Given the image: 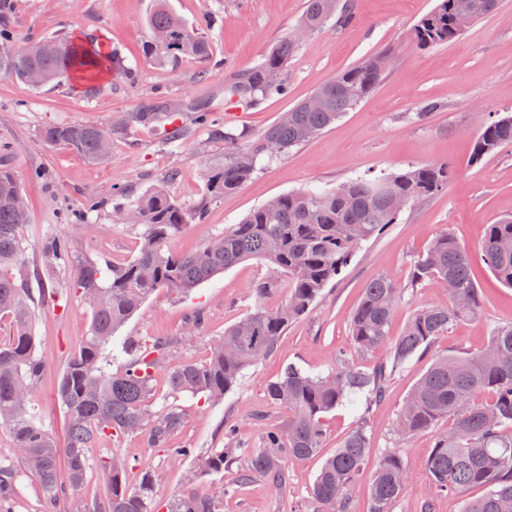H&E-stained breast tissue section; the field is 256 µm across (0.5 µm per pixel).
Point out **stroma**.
Instances as JSON below:
<instances>
[{
    "instance_id": "stroma-1",
    "label": "stroma",
    "mask_w": 512,
    "mask_h": 512,
    "mask_svg": "<svg viewBox=\"0 0 512 512\" xmlns=\"http://www.w3.org/2000/svg\"><path fill=\"white\" fill-rule=\"evenodd\" d=\"M154 2L13 0L9 26L16 42L60 32L78 39L92 36L115 48L129 70L128 76L101 82L92 97L67 78L58 86L36 89L0 75V165L15 171L29 203L22 237L32 289L40 287L36 277L44 265L42 245L53 236L69 239L78 254L114 263L136 255L140 230L114 223L117 200L112 186L124 187L135 197L161 184L187 206L207 193L201 171L204 134L172 149L160 145V132H143L115 140L110 155L91 164L68 149L45 145L40 129L56 122L106 125L119 113L136 111L161 95L183 102L206 98L213 111L226 113L225 80L261 62L278 39L296 31L306 6V0H167L174 13L206 37L212 61L205 64L185 57L176 65L160 66L143 50L146 18ZM436 3L351 0V21L330 20L301 40L288 63L287 94L242 107L240 116L232 119V126L262 132L339 72L385 49L393 51L389 68L367 99L314 139L259 170L236 191L212 201L202 223L188 225L170 241L172 251L198 249L253 209L288 192L333 188L360 176H382L443 160L451 163L455 175L439 194L406 208L396 224L363 243L306 314L289 325L273 353L245 370L222 400L214 403L200 396L171 394L165 372H158L156 404L176 405L184 417L171 447L202 452L223 448L228 425L236 426L241 438L253 445L268 428L286 425V414L267 404L265 386L288 364L325 374L349 363L368 370L385 360L387 348L365 353L350 337L348 318L366 284L381 275L406 282L411 266L443 230L452 232L471 253H479L486 225L512 214V146L480 163L471 161L481 119L512 113V0H500L495 13L473 23L458 39L418 48L410 31ZM430 100L440 104V111L419 118ZM93 197L102 199V207L85 223H70L71 213ZM273 275L267 264L250 259L226 269L189 296L158 290L120 333L142 341L178 336L196 312H204L205 323L192 339L178 344L174 357L178 364L204 362L212 339L225 327L256 306L273 309L281 303L283 293L258 299L251 292L254 284ZM474 277L483 292L480 319L457 323L431 351L414 355L393 376L384 399L366 422L370 459L402 448L411 474L410 485L392 512H462L465 498L482 494L478 488L450 497L438 491L426 469L434 431L405 442L392 431L402 402L435 356L477 352L487 344L493 327L512 323V288L502 285L481 263L475 265ZM54 286L50 298L34 306L36 353L45 373L32 406L61 439L65 413L57 399L58 380L87 333L91 312L73 288L67 268H58ZM447 302L448 292L440 285L408 289L397 308L392 335H399L416 309ZM360 423L359 412L349 406L328 414L320 456L290 460L288 484L280 492H270L263 477L246 476L243 456L224 472L199 478L196 485L208 492L233 485L220 512H315L310 489L323 457L332 455ZM113 451L153 473V495L162 504L183 491L192 468L191 459L172 460L165 449L149 447L141 436L117 435L88 449L92 467L58 512H75L78 504L102 492L99 463Z\"/></svg>"
}]
</instances>
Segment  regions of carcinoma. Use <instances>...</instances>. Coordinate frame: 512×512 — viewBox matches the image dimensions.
Masks as SVG:
<instances>
[{
  "label": "carcinoma",
  "mask_w": 512,
  "mask_h": 512,
  "mask_svg": "<svg viewBox=\"0 0 512 512\" xmlns=\"http://www.w3.org/2000/svg\"><path fill=\"white\" fill-rule=\"evenodd\" d=\"M499 0H438L412 28L413 43L431 48L457 39L467 26L494 13ZM10 0H0V73L40 89L63 78L82 83L94 94L102 80L119 76L124 64L119 55L96 39L72 40L65 35L27 41L17 50L10 37ZM345 20L352 13L339 0H306L301 23L319 30L336 13ZM149 40L145 53L160 64L173 65L184 56L205 63L212 58L209 42L168 7L156 0L148 17ZM164 32L171 41L159 44L154 35ZM299 42L291 34L279 39L254 69L224 81V101L250 105L288 90V81H266V72H285ZM391 54L373 55L344 70L317 88L326 98L322 109L296 103L278 121L255 135L246 128L224 124L205 99L193 108L194 125L204 129L211 154L204 164L208 194L191 207L179 203L162 186L129 198L115 209H132L143 228L137 255L119 265L100 263L88 256H73L65 237L45 240L43 251L49 270L57 261L71 263L73 287L91 311L87 336L69 358L60 377L57 397L66 414L65 445L29 411L44 374L36 355L32 332L34 296L27 278L16 275L23 261L21 228L26 215L14 206L21 193L12 171L0 166V313L11 318L14 334L0 345V427L11 433L18 458L0 461V504L12 500L22 473L37 483L48 506L77 490L90 468L86 449L118 434H141L147 445L167 448L172 459L193 457V479L224 471L237 457L240 439L234 428L225 431L224 448L198 453L193 448L170 447L171 437L183 423L171 404L154 411V377L167 368L172 393L224 398L243 372L269 355L288 324L303 316L345 269L362 243L397 223V202L410 206L443 189L452 175L448 164L426 163L404 172L379 177L361 176L335 188L305 189L277 196L253 209L238 224L224 229L193 253L179 254L167 244L185 227L202 221L211 200L232 192L257 171L259 161L302 145L338 121L374 90ZM165 97L125 112L106 127L84 122L44 126L40 137L47 145L66 147L89 162L106 158L101 138L127 139L143 129H154L182 110L156 112ZM275 141L278 149L268 148ZM512 145V114L486 122L475 141L476 163ZM248 259L267 262L284 278L285 301L274 311L258 306L224 329L203 364L182 363L170 368L168 360L179 343L176 337L158 338L150 344L114 337L122 325L156 290L178 296L191 292L217 274ZM480 260L505 286L512 288V215L486 227ZM473 256L450 233L435 237L424 258L413 265L402 285L378 277L365 288L349 316L353 344L371 351L389 345L388 358L370 371L344 366L327 375L310 374L295 364L266 385L268 401L288 417L283 427L273 426L247 455V476H263L279 490L286 481V464L318 454L325 440L323 419L340 406L361 400L364 412L381 402L391 377L416 353L431 349L438 337L463 320L475 319L482 294L473 279ZM438 282L448 288V304L417 310L404 332L392 339L390 327L407 288ZM112 360L129 356L120 372L107 370L106 350ZM488 392L477 402L476 393ZM449 419L448 429L435 438L427 461L438 490L460 495L481 487L484 494L465 501L463 512H512V324L497 326L485 348L477 353L441 355L416 382L396 419L395 433L408 440ZM370 441L366 424L349 434L322 463L311 488L318 512H352L350 489L364 473ZM104 497L77 508V512H158L153 498V477L140 473L132 487L134 465L116 452L102 461ZM409 485L402 449L391 448L378 460L369 486L367 512H390ZM229 492L223 486L211 494L190 483L166 504V512H219L218 502Z\"/></svg>",
  "instance_id": "carcinoma-1"
}]
</instances>
